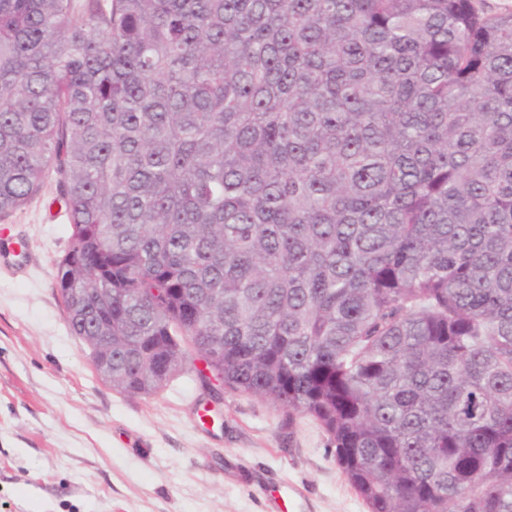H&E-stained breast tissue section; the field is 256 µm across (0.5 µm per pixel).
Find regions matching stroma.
Wrapping results in <instances>:
<instances>
[{
  "mask_svg": "<svg viewBox=\"0 0 512 512\" xmlns=\"http://www.w3.org/2000/svg\"><path fill=\"white\" fill-rule=\"evenodd\" d=\"M55 179L0 219V512H368L312 417L202 386L112 388L55 286Z\"/></svg>",
  "mask_w": 512,
  "mask_h": 512,
  "instance_id": "stroma-1",
  "label": "stroma"
}]
</instances>
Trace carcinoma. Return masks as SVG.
I'll return each mask as SVG.
<instances>
[{"mask_svg":"<svg viewBox=\"0 0 512 512\" xmlns=\"http://www.w3.org/2000/svg\"><path fill=\"white\" fill-rule=\"evenodd\" d=\"M52 172L112 387L199 360L314 418L369 512H512V12L0 0V216Z\"/></svg>","mask_w":512,"mask_h":512,"instance_id":"1","label":"carcinoma"}]
</instances>
